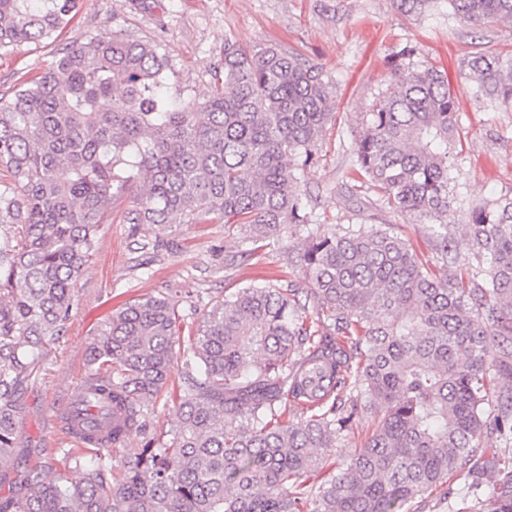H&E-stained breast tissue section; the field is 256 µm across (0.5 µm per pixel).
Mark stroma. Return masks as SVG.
Instances as JSON below:
<instances>
[{
	"instance_id": "35a3bbf8",
	"label": "stroma",
	"mask_w": 512,
	"mask_h": 512,
	"mask_svg": "<svg viewBox=\"0 0 512 512\" xmlns=\"http://www.w3.org/2000/svg\"><path fill=\"white\" fill-rule=\"evenodd\" d=\"M68 28L37 43L0 50V96L10 95L22 78L43 72L62 49L110 33L122 32L154 41L164 55L166 92L171 103L206 99L214 75L224 64V44L245 48L276 42L297 51L329 80L338 123L329 125L317 162L301 175L320 223L345 227L352 221L393 224L428 257L433 243L423 225L384 208L354 213L352 145L366 111L387 77V60L405 42L448 74L457 94L462 146L452 159L460 196L454 234L460 257L470 253L463 219L474 204L512 197V109L486 110L474 96L473 82L461 76L464 57L512 51V23L473 27L449 16L446 0L424 15L404 12L401 0H80ZM135 198L118 199L111 223L102 225L100 247L74 290L71 315L60 335L47 338L23 385L22 425L10 463L0 467V497H19L29 476L53 479L67 470L71 481L83 479L80 467L64 468L71 444L61 427V410L70 403L93 367L90 347L114 313L136 299L165 294L198 326L212 302L229 288L283 278L296 287L306 282L289 265L287 249L263 259H234L237 245L220 224L174 222L165 230L160 253L141 248L125 221ZM183 371L175 358L170 389L148 405L143 430L132 431L129 447H141L175 428L179 404L171 390Z\"/></svg>"
}]
</instances>
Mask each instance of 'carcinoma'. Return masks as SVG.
<instances>
[{
    "mask_svg": "<svg viewBox=\"0 0 512 512\" xmlns=\"http://www.w3.org/2000/svg\"><path fill=\"white\" fill-rule=\"evenodd\" d=\"M472 25L512 22V0H448ZM79 0H0V50L65 28ZM484 107L512 106V52L463 61ZM158 47L114 32L73 43L41 75L0 96V169L22 199L0 194V467L11 458L18 392L48 336L70 317L76 283L116 198L140 191L126 223L158 232L222 224L240 256L286 231L306 288L250 284L216 301L183 349L180 419L166 441L127 447L144 407L168 388L185 316L164 295L112 316L91 348L81 412L112 428L123 474L98 457L27 479L0 512H411L452 476L471 480L462 512H512V466L481 461L484 430L512 446V198L469 212L467 262L448 235L458 125L448 76L405 44L352 147L351 180L382 208L426 225L421 258L388 224H318L290 162L303 171L335 120L330 83L277 43L224 44L203 102L172 105ZM314 316H309L308 312ZM496 395V412L485 404ZM363 447L318 484L322 455L365 417ZM496 473L481 497L475 474Z\"/></svg>",
    "mask_w": 512,
    "mask_h": 512,
    "instance_id": "1",
    "label": "carcinoma"
}]
</instances>
